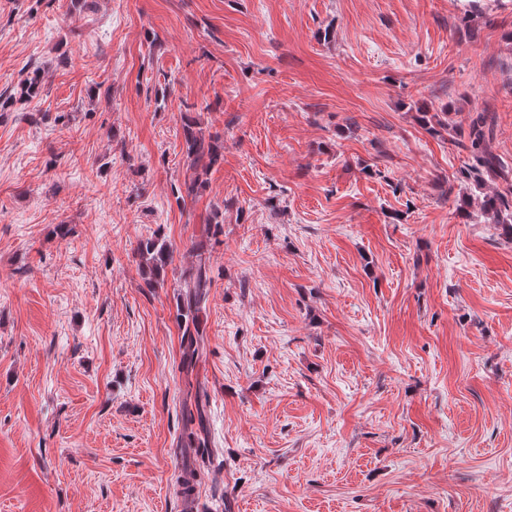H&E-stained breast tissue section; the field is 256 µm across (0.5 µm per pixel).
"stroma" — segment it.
<instances>
[{"instance_id": "35a3bbf8", "label": "stroma", "mask_w": 512, "mask_h": 512, "mask_svg": "<svg viewBox=\"0 0 512 512\" xmlns=\"http://www.w3.org/2000/svg\"><path fill=\"white\" fill-rule=\"evenodd\" d=\"M0 512H512V0H0ZM224 142L195 199L181 115ZM222 231L203 229L214 210ZM165 240L149 288L137 248ZM205 351L180 370L198 253ZM492 118L489 113L476 112L471 116L469 122V146L462 141L457 144L469 152L468 163L465 166V173L468 179H472L480 185L484 176L487 178H502L508 181L512 170H505L501 160L489 147L492 135ZM479 212L491 224L501 226L505 235L512 240V193L492 192L481 196ZM195 409L198 429L195 428L196 416L194 411L190 409L187 404H185L183 408L184 425L179 438V446L185 450L190 448H203L208 443L206 428L203 423V410L200 408L198 402L195 404Z\"/></svg>"}]
</instances>
